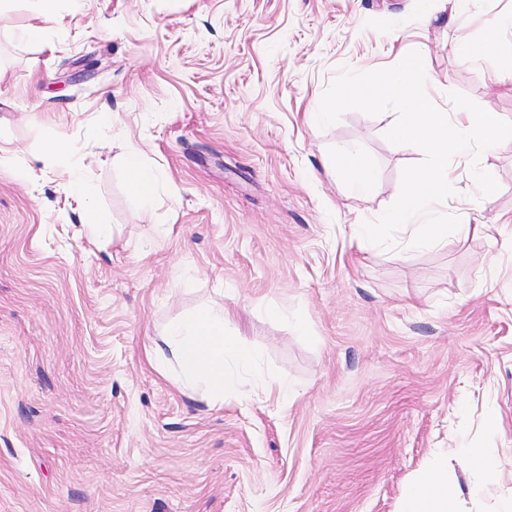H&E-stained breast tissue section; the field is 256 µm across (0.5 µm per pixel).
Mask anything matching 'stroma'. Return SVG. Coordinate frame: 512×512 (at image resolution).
<instances>
[{
  "label": "stroma",
  "instance_id": "obj_1",
  "mask_svg": "<svg viewBox=\"0 0 512 512\" xmlns=\"http://www.w3.org/2000/svg\"><path fill=\"white\" fill-rule=\"evenodd\" d=\"M479 10L459 29L425 23L421 0H58L45 22L37 0H0V512H400L435 472L461 491L450 512H503L512 145L476 161L499 185L484 198L470 156L448 166L446 214L490 234L365 250L353 225L424 154L385 139L390 112L307 118L344 71L416 50L438 107L456 91L512 121L499 57L453 51L512 0ZM347 146L366 194L332 167ZM133 149L152 197L128 185ZM87 204L102 242L81 233ZM225 307L254 359L214 403L147 351ZM457 448L509 462L485 482ZM336 164L350 176V188L363 194L371 185V171L365 155L356 148H346L336 156Z\"/></svg>",
  "mask_w": 512,
  "mask_h": 512
}]
</instances>
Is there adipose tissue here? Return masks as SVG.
<instances>
[{
    "instance_id": "obj_1",
    "label": "adipose tissue",
    "mask_w": 512,
    "mask_h": 512,
    "mask_svg": "<svg viewBox=\"0 0 512 512\" xmlns=\"http://www.w3.org/2000/svg\"><path fill=\"white\" fill-rule=\"evenodd\" d=\"M512 27V11L488 23L479 40H460L456 55L475 62L499 54L502 32ZM228 316L205 309L186 322L168 326L155 342L151 358L158 369L176 364L184 374L183 386H204L211 400L224 398V389L234 383L235 366L249 364L252 354L224 333ZM448 481L429 477L416 482L409 490L401 512H448Z\"/></svg>"
}]
</instances>
